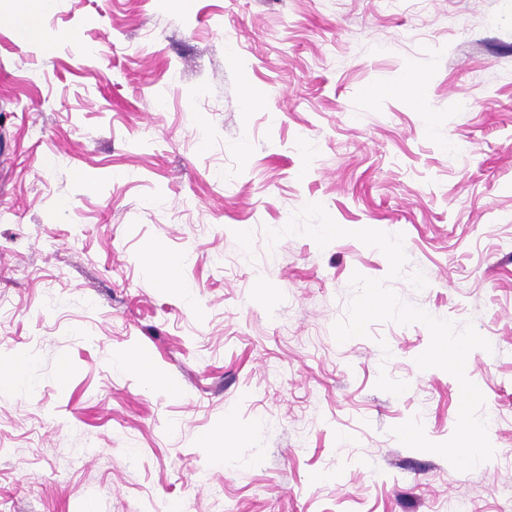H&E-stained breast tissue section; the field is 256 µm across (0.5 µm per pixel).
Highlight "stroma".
Masks as SVG:
<instances>
[{
  "label": "stroma",
  "instance_id": "1",
  "mask_svg": "<svg viewBox=\"0 0 512 512\" xmlns=\"http://www.w3.org/2000/svg\"><path fill=\"white\" fill-rule=\"evenodd\" d=\"M44 25L0 23V357L32 381L0 384V512H512V0H56ZM314 202L403 234L428 285L392 288L490 341V461L391 434L448 440L460 386L416 366L421 324L335 340L352 274L389 264L350 234L268 247Z\"/></svg>",
  "mask_w": 512,
  "mask_h": 512
}]
</instances>
